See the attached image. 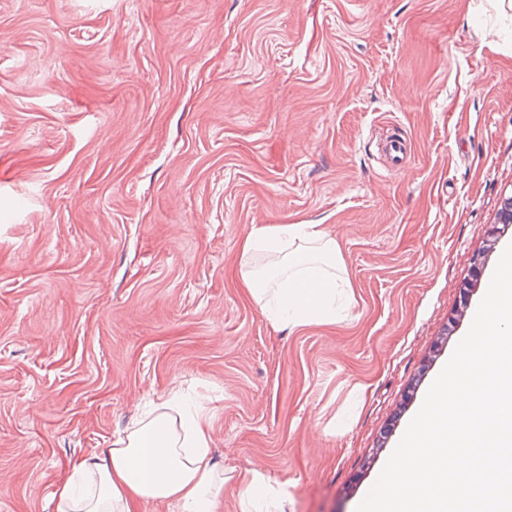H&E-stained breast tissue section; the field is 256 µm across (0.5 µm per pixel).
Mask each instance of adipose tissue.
Instances as JSON below:
<instances>
[{"label":"adipose tissue","instance_id":"1","mask_svg":"<svg viewBox=\"0 0 512 512\" xmlns=\"http://www.w3.org/2000/svg\"><path fill=\"white\" fill-rule=\"evenodd\" d=\"M260 250L277 256L274 269H248L241 279L253 298L264 301L274 328L335 323L336 297L349 286L335 237L317 224H272L253 229L241 244L245 258ZM224 481L206 419L165 400L132 422L111 448H92L76 459L51 500L54 512H139L148 502L172 504L179 512H216ZM241 482L254 512H284L287 485H271L256 470Z\"/></svg>","mask_w":512,"mask_h":512}]
</instances>
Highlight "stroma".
Returning a JSON list of instances; mask_svg holds the SVG:
<instances>
[{
  "instance_id": "stroma-1",
  "label": "stroma",
  "mask_w": 512,
  "mask_h": 512,
  "mask_svg": "<svg viewBox=\"0 0 512 512\" xmlns=\"http://www.w3.org/2000/svg\"><path fill=\"white\" fill-rule=\"evenodd\" d=\"M510 196L490 0H0V512H52L171 392L202 403L221 512L251 470L285 512H355L512 244ZM270 224L335 236L336 324L274 330L242 288Z\"/></svg>"
}]
</instances>
